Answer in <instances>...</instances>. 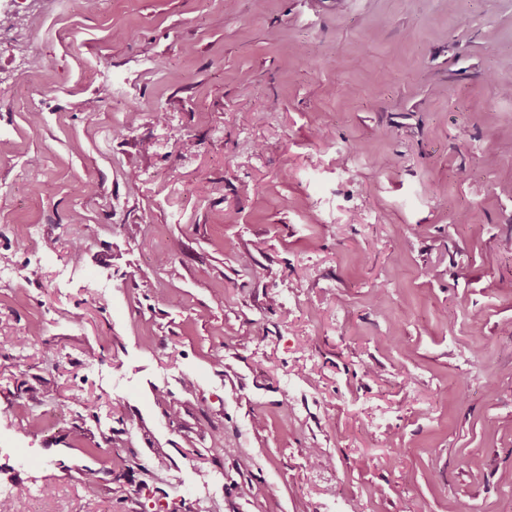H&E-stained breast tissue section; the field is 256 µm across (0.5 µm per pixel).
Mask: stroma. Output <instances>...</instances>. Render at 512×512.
Masks as SVG:
<instances>
[{
  "label": "stroma",
  "mask_w": 512,
  "mask_h": 512,
  "mask_svg": "<svg viewBox=\"0 0 512 512\" xmlns=\"http://www.w3.org/2000/svg\"><path fill=\"white\" fill-rule=\"evenodd\" d=\"M53 9L0 58L43 512H512V0Z\"/></svg>",
  "instance_id": "35a3bbf8"
}]
</instances>
